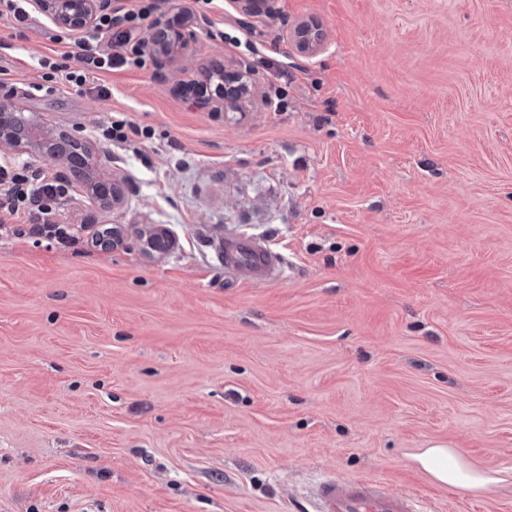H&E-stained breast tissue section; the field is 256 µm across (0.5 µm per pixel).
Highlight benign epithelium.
I'll return each instance as SVG.
<instances>
[{
  "mask_svg": "<svg viewBox=\"0 0 512 512\" xmlns=\"http://www.w3.org/2000/svg\"><path fill=\"white\" fill-rule=\"evenodd\" d=\"M241 16L258 17L275 10L276 0H230ZM107 0H36L40 10L49 14L60 27L83 31L95 25ZM206 21L177 6L176 0H164V7L147 39L158 76L166 73L191 52L196 30ZM304 56L313 57L328 46L323 26L316 20H303L288 32ZM252 69L245 63L227 69L215 66V71L203 73L198 82L197 102L209 112H222L237 107L252 91ZM0 146L19 155L39 157L60 163L67 172L79 177L93 210L116 209L124 204V195L115 181L105 177L98 159L87 140L60 128L47 126L34 112H29L11 100L0 101ZM143 251L162 252L168 249V231L157 230L142 235Z\"/></svg>",
  "mask_w": 512,
  "mask_h": 512,
  "instance_id": "benign-epithelium-1",
  "label": "benign epithelium"
}]
</instances>
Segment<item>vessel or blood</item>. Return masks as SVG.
I'll use <instances>...</instances> for the list:
<instances>
[{
    "instance_id": "vessel-or-blood-1",
    "label": "vessel or blood",
    "mask_w": 512,
    "mask_h": 512,
    "mask_svg": "<svg viewBox=\"0 0 512 512\" xmlns=\"http://www.w3.org/2000/svg\"><path fill=\"white\" fill-rule=\"evenodd\" d=\"M283 263V256L255 238L224 242V265L242 281L272 278ZM312 498L313 512H416L411 498L379 489L365 480H324L315 488Z\"/></svg>"
}]
</instances>
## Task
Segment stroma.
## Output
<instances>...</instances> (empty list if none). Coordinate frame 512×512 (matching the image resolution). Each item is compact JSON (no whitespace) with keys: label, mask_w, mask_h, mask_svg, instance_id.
<instances>
[{"label":"stroma","mask_w":512,"mask_h":512,"mask_svg":"<svg viewBox=\"0 0 512 512\" xmlns=\"http://www.w3.org/2000/svg\"><path fill=\"white\" fill-rule=\"evenodd\" d=\"M205 16L168 80L150 61L47 95L38 58L77 69V45L46 14L21 34L0 18L12 100L128 188L96 213L72 182V247L0 227V512H310L328 477L512 512V481L474 495L412 460L445 442L512 470V0ZM310 17L328 48L308 58L288 27ZM215 60L250 65L243 111L192 103ZM150 225L165 255L142 251ZM237 235L281 275L227 272L215 249Z\"/></svg>","instance_id":"stroma-1"}]
</instances>
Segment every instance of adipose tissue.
<instances>
[{"mask_svg": "<svg viewBox=\"0 0 512 512\" xmlns=\"http://www.w3.org/2000/svg\"><path fill=\"white\" fill-rule=\"evenodd\" d=\"M415 460L435 482L466 493L488 491L501 481L498 472L477 468L444 443L424 449Z\"/></svg>", "mask_w": 512, "mask_h": 512, "instance_id": "adipose-tissue-1", "label": "adipose tissue"}]
</instances>
